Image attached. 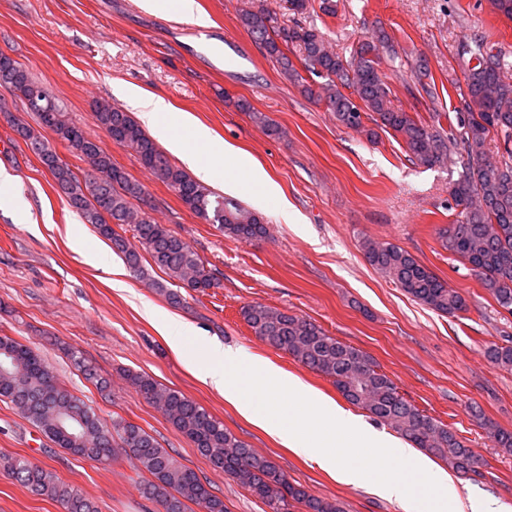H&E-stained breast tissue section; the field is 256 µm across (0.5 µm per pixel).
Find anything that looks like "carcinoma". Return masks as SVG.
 <instances>
[{"mask_svg": "<svg viewBox=\"0 0 512 512\" xmlns=\"http://www.w3.org/2000/svg\"><path fill=\"white\" fill-rule=\"evenodd\" d=\"M238 18L263 54L278 64L281 74L297 83L307 97L324 102L341 125L363 130L364 120H371L377 129L401 137L405 153L422 165L465 152L466 161L450 191L460 208L459 219L441 230L443 245L468 265L500 307L512 313V80L504 75L507 64L502 50L482 39L464 42L466 92L461 94V108L453 116L435 109L425 124L392 104L387 76L380 69L381 51L393 55L396 51L384 32L361 37L351 56L343 59L329 49L324 34L314 25H282L275 12L249 5L239 10ZM304 72L322 82H308ZM0 86L9 88L36 118L35 127L21 117L14 119L17 135L33 149L71 207L111 242L112 250L136 275L171 302H180L178 292L153 279L142 265L143 250L171 285L179 283L199 292L215 287L211 271L185 241L135 208V202L144 200L143 187L112 162V155L99 141L85 135L47 88L4 53H0ZM35 91L41 94L37 105L31 100ZM93 114L107 136L116 137L117 146L132 151L143 167L196 215L221 225L225 234L244 242L267 235L258 212L215 196L173 165L130 113L100 99L93 105ZM46 128L88 165L84 178L63 163L53 143L41 134ZM492 132L499 138L494 161L488 159L486 149ZM367 134L377 136L376 129ZM127 224L134 225L139 251L131 248L124 236ZM361 248L375 270L421 304L448 316L466 310V301L457 289L402 247L366 239ZM242 316L255 336L329 378L349 403L389 425L454 472L462 476L474 472L477 455L464 438L404 398L365 352L328 335L310 320L263 304L244 307ZM69 355L87 380L106 387L107 381L80 351L72 349ZM1 357L11 359L14 370L0 376V397L9 400L58 447L92 461H107L121 448L149 475L141 485L142 494L159 506V512H190L191 504L199 512H227L224 500L193 471L178 464L144 429L122 418L107 423L60 385L32 347L0 336ZM487 357L496 368L512 371L511 344H490ZM127 379L161 407L174 429L213 467L248 487L271 512H292L296 504L306 512H343L339 503L291 485L272 460L258 454L183 393L142 374L129 373ZM3 469L34 495L60 503L64 512H98L93 499L36 462L9 458Z\"/></svg>", "mask_w": 512, "mask_h": 512, "instance_id": "1", "label": "carcinoma"}]
</instances>
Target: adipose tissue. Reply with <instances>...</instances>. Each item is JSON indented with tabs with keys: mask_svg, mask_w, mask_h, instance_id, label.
Returning a JSON list of instances; mask_svg holds the SVG:
<instances>
[{
	"mask_svg": "<svg viewBox=\"0 0 512 512\" xmlns=\"http://www.w3.org/2000/svg\"><path fill=\"white\" fill-rule=\"evenodd\" d=\"M126 99L129 105L136 110L141 124L158 134L168 151L188 164L203 180L220 184L227 191H236L237 184L225 172L224 167L229 164L242 168L245 167L246 162L232 152L227 155V163L223 164L211 159L210 154L213 152L214 146L208 128L193 124L190 115H182V123H189L193 126L194 141L190 144L186 143L172 131L167 121L171 106L164 98L138 88H130L126 91Z\"/></svg>",
	"mask_w": 512,
	"mask_h": 512,
	"instance_id": "adipose-tissue-1",
	"label": "adipose tissue"
}]
</instances>
